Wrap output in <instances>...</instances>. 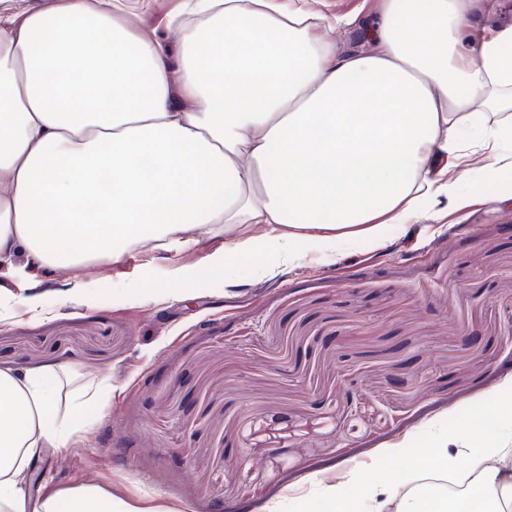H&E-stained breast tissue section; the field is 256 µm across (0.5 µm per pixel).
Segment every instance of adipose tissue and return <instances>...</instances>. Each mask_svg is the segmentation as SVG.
Here are the masks:
<instances>
[{
    "label": "adipose tissue",
    "mask_w": 512,
    "mask_h": 512,
    "mask_svg": "<svg viewBox=\"0 0 512 512\" xmlns=\"http://www.w3.org/2000/svg\"><path fill=\"white\" fill-rule=\"evenodd\" d=\"M479 0H378L369 53L316 29L305 0H178L179 48L118 0H0V263L29 270L163 260L178 298L258 250L284 265L383 245L391 227L464 199L467 159L512 197V28L485 33ZM223 235L200 271L184 252ZM108 379L0 367V512H164L80 484L39 496L37 463L102 419ZM479 424L431 430V451L366 481L314 479L320 512H448L420 482L461 462L482 512H512V383Z\"/></svg>",
    "instance_id": "ef3b65f1"
}]
</instances>
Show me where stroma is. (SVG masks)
I'll list each match as a JSON object with an SVG mask.
<instances>
[{"instance_id":"obj_1","label":"stroma","mask_w":512,"mask_h":512,"mask_svg":"<svg viewBox=\"0 0 512 512\" xmlns=\"http://www.w3.org/2000/svg\"><path fill=\"white\" fill-rule=\"evenodd\" d=\"M453 176L467 205L430 208L385 246L293 268L261 250L178 301L140 254L84 266L106 295L95 308L68 267L34 286L0 269V365L75 364L112 384L103 420L45 456L33 494L94 482L168 512H310L314 477L376 480L397 441L420 448L429 426L494 407L512 380V198Z\"/></svg>"}]
</instances>
